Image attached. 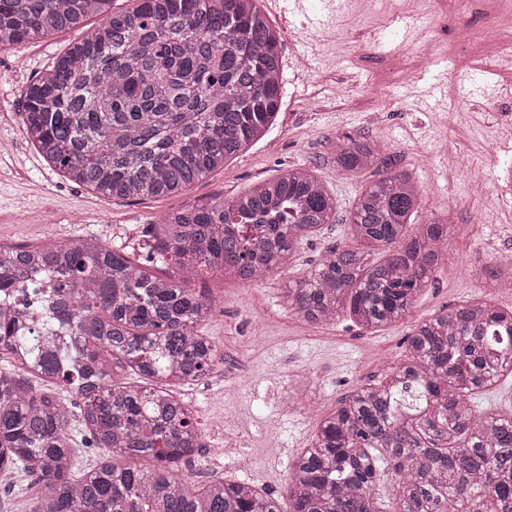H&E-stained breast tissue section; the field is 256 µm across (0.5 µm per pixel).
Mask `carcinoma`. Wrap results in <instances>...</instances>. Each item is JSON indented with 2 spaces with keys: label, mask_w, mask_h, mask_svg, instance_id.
Here are the masks:
<instances>
[{
  "label": "carcinoma",
  "mask_w": 512,
  "mask_h": 512,
  "mask_svg": "<svg viewBox=\"0 0 512 512\" xmlns=\"http://www.w3.org/2000/svg\"><path fill=\"white\" fill-rule=\"evenodd\" d=\"M110 0H0V50L74 31L21 105L23 130L69 181L111 200L172 197L265 136L280 108L279 34L260 0H137L86 27ZM336 169H373L336 245L284 288L309 324L346 317L379 329L408 316L438 269L450 226L411 231L420 189L396 156L345 136ZM336 199L290 166L229 198L170 212L142 262L94 238L0 245V475L24 472L30 512H512V416L477 414L474 395L512 377V307L467 301L407 335V354L342 399L295 456L281 500L242 481L192 485L181 461L200 448L179 389L224 362L201 326L208 296L188 278H266L324 224ZM382 258L372 259L374 251ZM25 373L79 398L36 388ZM77 425H72V422ZM109 455L77 479V445Z\"/></svg>",
  "instance_id": "1"
}]
</instances>
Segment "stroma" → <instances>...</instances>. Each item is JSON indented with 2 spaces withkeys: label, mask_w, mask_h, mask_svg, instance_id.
<instances>
[{
  "label": "stroma",
  "mask_w": 512,
  "mask_h": 512,
  "mask_svg": "<svg viewBox=\"0 0 512 512\" xmlns=\"http://www.w3.org/2000/svg\"><path fill=\"white\" fill-rule=\"evenodd\" d=\"M484 0H305L285 20L271 15L284 60L283 99L274 126L223 168L182 195L142 201L100 198L65 180L26 138L19 112L35 75L65 52L75 35L61 32L0 51V140L15 143L0 157V245H36L48 232L69 240L94 237L105 248L137 249L140 227L162 223L179 207L232 197L272 178L281 165L309 168L336 200V221L321 227L309 244L275 276L244 284L208 274L191 280L215 307L203 333L224 349L223 374L181 389L193 408L202 448L182 463L180 475L203 484L219 475L281 494L292 458L306 448L320 421L356 387L378 380L388 363L405 354L411 328L473 298L512 307V288L493 287L486 274L496 255L512 253V197L493 208V183L471 182L448 168L433 149L439 139L465 157L483 161L496 118L512 117V97L501 94L512 73L496 66L455 77L440 58L421 60L431 40L457 46L463 31L487 29ZM314 46L310 69L295 62L301 41ZM415 68L413 88L383 92L392 66ZM498 105L499 115L487 103ZM370 136L397 154L400 168L421 191L416 223L448 221L446 258L410 316L377 331L341 319L312 325L289 312L286 281L303 277L327 247L351 241L348 215L373 171L349 174L331 162L337 138Z\"/></svg>",
  "instance_id": "1"
}]
</instances>
